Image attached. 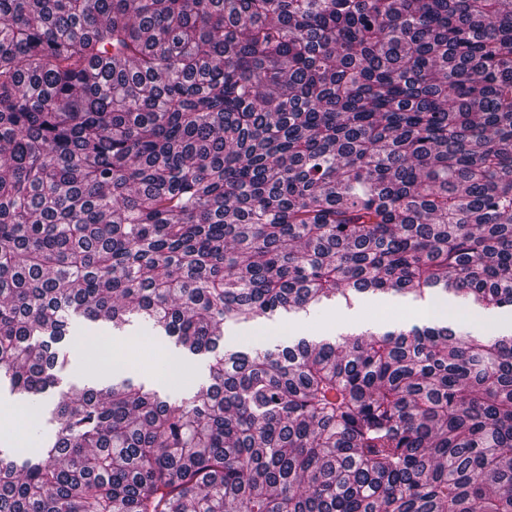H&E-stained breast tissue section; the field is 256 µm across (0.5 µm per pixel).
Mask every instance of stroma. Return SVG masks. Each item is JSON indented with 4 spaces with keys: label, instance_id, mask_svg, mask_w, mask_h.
<instances>
[{
    "label": "stroma",
    "instance_id": "35a3bbf8",
    "mask_svg": "<svg viewBox=\"0 0 512 512\" xmlns=\"http://www.w3.org/2000/svg\"><path fill=\"white\" fill-rule=\"evenodd\" d=\"M440 303L447 304L458 320L481 321L499 334L512 335L511 309H468L447 293L423 300L366 293L349 306L330 301L304 310L260 316L247 323H225L221 348L249 352L292 345L303 337L358 333L368 328L380 332L399 331L418 322L440 326L444 318L434 312L435 305ZM64 350L68 364L59 372L56 387L49 390L43 403L26 401L8 390H0V412L27 415L30 435L48 428L51 409L64 394L83 389L91 376L98 378L103 388L129 378L145 385L146 389L161 394L176 391L186 398L194 397L204 385L205 356L190 354L177 345L174 338L161 332L146 336L132 325L115 330L106 323H91L85 331L72 337Z\"/></svg>",
    "mask_w": 512,
    "mask_h": 512
}]
</instances>
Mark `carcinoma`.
Returning <instances> with one entry per match:
<instances>
[{"label": "carcinoma", "instance_id": "1", "mask_svg": "<svg viewBox=\"0 0 512 512\" xmlns=\"http://www.w3.org/2000/svg\"><path fill=\"white\" fill-rule=\"evenodd\" d=\"M444 291L512 309V0H0V367L80 322ZM58 402L0 512H512V336L235 351Z\"/></svg>", "mask_w": 512, "mask_h": 512}]
</instances>
